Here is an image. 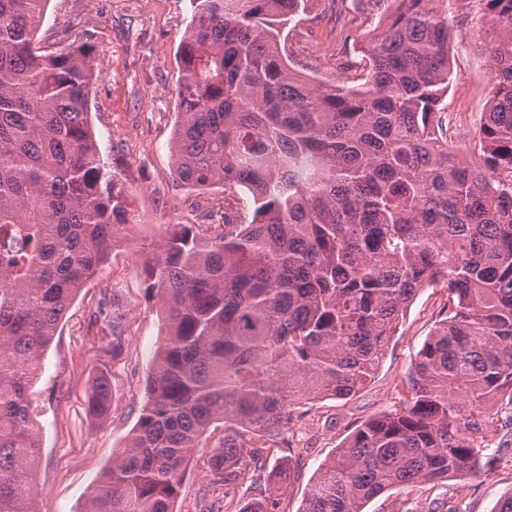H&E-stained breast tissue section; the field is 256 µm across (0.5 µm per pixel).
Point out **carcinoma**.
I'll list each match as a JSON object with an SVG mask.
<instances>
[{
    "label": "carcinoma",
    "mask_w": 512,
    "mask_h": 512,
    "mask_svg": "<svg viewBox=\"0 0 512 512\" xmlns=\"http://www.w3.org/2000/svg\"><path fill=\"white\" fill-rule=\"evenodd\" d=\"M47 0H0V512H37L33 387L77 291L127 224L128 195L90 122L92 46L45 54ZM177 50L179 178L224 187L218 228L168 224L145 263L162 311L148 396L84 512H174L216 420L243 432L210 458L235 496L265 472L297 405L345 399L375 373L410 302L445 284L405 406L366 420L323 463L301 512H364L387 490L474 476L512 457V0H385L362 83L295 71L278 25L310 0H195ZM481 11L491 95L469 148L442 107L457 13ZM247 196L245 220L234 208ZM97 370L89 411L107 414ZM240 512H282L279 484Z\"/></svg>",
    "instance_id": "obj_1"
}]
</instances>
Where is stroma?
Here are the masks:
<instances>
[{
	"label": "stroma",
	"mask_w": 512,
	"mask_h": 512,
	"mask_svg": "<svg viewBox=\"0 0 512 512\" xmlns=\"http://www.w3.org/2000/svg\"><path fill=\"white\" fill-rule=\"evenodd\" d=\"M193 0H47L38 33L42 50L63 49L74 38L94 45L101 75L89 94L90 117L100 151L115 163L131 206L123 238L109 259L78 291L43 355L35 385L40 459L35 472L39 512H83L87 496L124 447L146 400L156 347L163 335L160 305L144 273L146 247L167 224H202L224 210V190H197L175 171L170 150L177 121L176 53L193 13ZM374 0H313L303 20L289 23L281 39L291 62L318 81H336V61L354 56L376 21ZM481 14L466 10L450 55L445 99L450 124L478 126L488 94L487 72L472 49ZM447 301L440 285L417 293L378 369L346 399L304 405L283 431L271 462L290 458L293 478L281 492L283 512H300L320 467L367 419L401 407L418 351ZM124 333L119 352L106 338L107 322ZM108 365L112 405L98 419L87 409L95 371ZM216 422L192 455L175 502L176 512H205L213 448L238 432ZM512 493V460L473 478L417 480L375 497L364 512H425L436 497L459 498L470 512H493Z\"/></svg>",
	"instance_id": "obj_1"
}]
</instances>
